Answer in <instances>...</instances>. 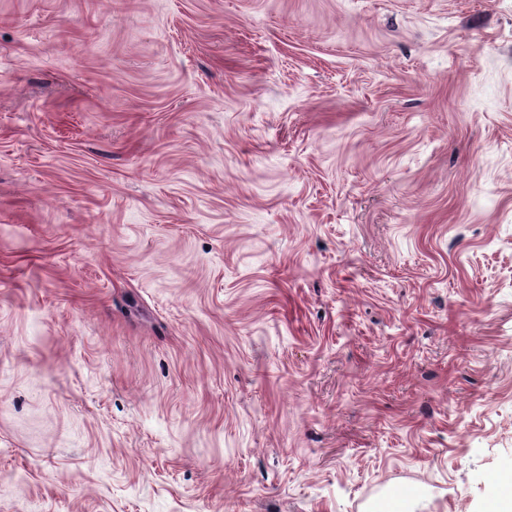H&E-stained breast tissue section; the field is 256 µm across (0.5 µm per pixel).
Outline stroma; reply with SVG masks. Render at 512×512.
Segmentation results:
<instances>
[{
  "label": "stroma",
  "instance_id": "obj_1",
  "mask_svg": "<svg viewBox=\"0 0 512 512\" xmlns=\"http://www.w3.org/2000/svg\"><path fill=\"white\" fill-rule=\"evenodd\" d=\"M511 471L512 0H0V512Z\"/></svg>",
  "mask_w": 512,
  "mask_h": 512
}]
</instances>
